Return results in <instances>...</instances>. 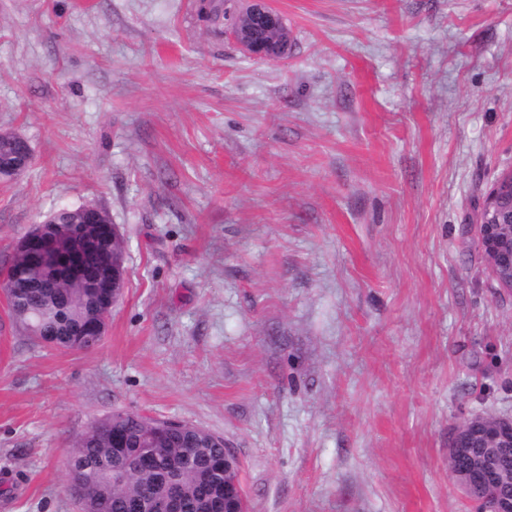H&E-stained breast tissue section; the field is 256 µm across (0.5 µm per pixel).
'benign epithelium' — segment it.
<instances>
[{
    "instance_id": "7a95c632",
    "label": "benign epithelium",
    "mask_w": 512,
    "mask_h": 512,
    "mask_svg": "<svg viewBox=\"0 0 512 512\" xmlns=\"http://www.w3.org/2000/svg\"><path fill=\"white\" fill-rule=\"evenodd\" d=\"M240 12L249 21V27L237 25L231 34L241 49L253 58L280 59L288 55L290 45L284 35V19L267 6L266 0H247ZM55 223L48 217L34 224L21 237L16 252L24 254L35 249L43 239L46 228ZM480 242L485 260L499 291L512 295V171L504 174L495 184L480 222ZM105 265L110 270L108 287L112 288L110 306L100 321L106 331L107 321L123 295L126 269L122 255L103 250ZM40 265L49 273L51 281L62 277L56 252L47 251L40 256ZM467 448H481L484 456L460 466L454 477L464 493L484 505V512H512V470L490 461V456L512 448V418L500 417L492 427L480 424L456 430L448 443V457L459 460Z\"/></svg>"
}]
</instances>
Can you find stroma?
Here are the masks:
<instances>
[{
    "label": "stroma",
    "mask_w": 512,
    "mask_h": 512,
    "mask_svg": "<svg viewBox=\"0 0 512 512\" xmlns=\"http://www.w3.org/2000/svg\"><path fill=\"white\" fill-rule=\"evenodd\" d=\"M198 0H0V267L105 209L128 283L101 344L41 346L0 294V512H80L112 412L223 437L247 512H475L448 438L512 415V295L477 217L512 169V0H268L247 57ZM247 7L238 14L249 21V27L240 28L235 25L234 18L231 34L241 49L253 58L280 59L288 55L290 45L284 35V19L276 11L267 6L266 0H246ZM262 27L265 31L263 40H256L254 28Z\"/></svg>",
    "instance_id": "obj_1"
}]
</instances>
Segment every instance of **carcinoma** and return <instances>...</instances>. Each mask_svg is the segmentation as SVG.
I'll list each match as a JSON object with an SVG mask.
<instances>
[{"instance_id": "1", "label": "carcinoma", "mask_w": 512, "mask_h": 512, "mask_svg": "<svg viewBox=\"0 0 512 512\" xmlns=\"http://www.w3.org/2000/svg\"><path fill=\"white\" fill-rule=\"evenodd\" d=\"M74 220L72 228H48V243L74 228L73 241L90 237L124 252L123 239L113 235L111 225L86 224L79 213ZM103 277L97 253L85 252L72 278L47 288V275L33 257L15 254L3 271L12 284L6 289L10 316L47 345L92 350L102 340L98 323L110 289L91 292L85 284ZM164 424L120 411L91 425L66 464L68 490L81 512H138L136 506L150 498H175L183 512H224V438L201 436L188 423L174 429Z\"/></svg>"}]
</instances>
